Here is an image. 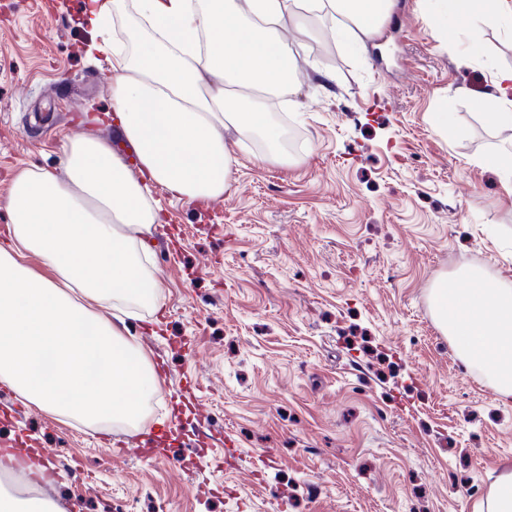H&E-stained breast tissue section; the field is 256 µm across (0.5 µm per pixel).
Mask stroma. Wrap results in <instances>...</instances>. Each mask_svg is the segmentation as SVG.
I'll list each match as a JSON object with an SVG mask.
<instances>
[{"label": "stroma", "mask_w": 512, "mask_h": 512, "mask_svg": "<svg viewBox=\"0 0 512 512\" xmlns=\"http://www.w3.org/2000/svg\"><path fill=\"white\" fill-rule=\"evenodd\" d=\"M87 0H0V240L12 176L67 181L70 125L133 158L103 121L112 50ZM393 0L356 50L321 27L272 126L301 142L266 160L227 130L221 209L153 188L157 305L126 318L161 370L137 425L68 421L0 390V443L51 452L64 512H483L512 466V398L449 344L430 290L464 266L512 287V192L482 156L512 146L488 80L512 33ZM480 55H472V45ZM449 113L448 129L434 115Z\"/></svg>", "instance_id": "35a3bbf8"}]
</instances>
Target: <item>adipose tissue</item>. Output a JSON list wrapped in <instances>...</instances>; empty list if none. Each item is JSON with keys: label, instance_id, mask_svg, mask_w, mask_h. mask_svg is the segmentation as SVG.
<instances>
[{"label": "adipose tissue", "instance_id": "adipose-tissue-1", "mask_svg": "<svg viewBox=\"0 0 512 512\" xmlns=\"http://www.w3.org/2000/svg\"><path fill=\"white\" fill-rule=\"evenodd\" d=\"M306 0H136L132 43L112 51L111 120L132 145L138 173L100 139L71 141L68 182L45 171L15 174L0 243V382L23 399L84 424L134 423L158 374L123 322L102 316L113 304L129 315L155 300L156 285L137 247L160 223L152 186L172 197L223 195L233 157L226 126L262 135L277 156L279 132L261 98L291 89L295 56L279 33ZM337 34L360 44L387 17L391 0H318ZM459 18L512 31V0H452ZM34 254L43 278L20 260ZM457 276L440 280L433 311L457 353L512 397V288Z\"/></svg>", "mask_w": 512, "mask_h": 512}]
</instances>
